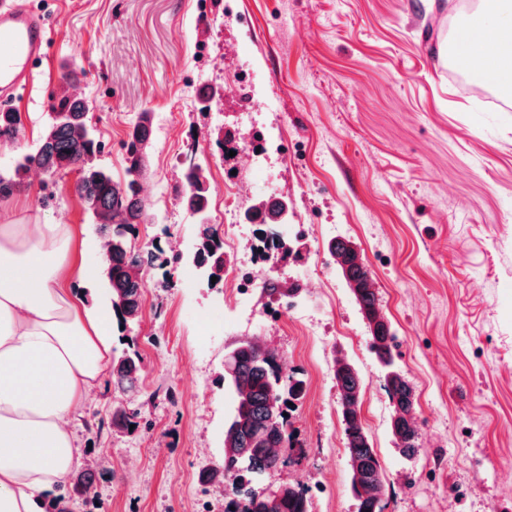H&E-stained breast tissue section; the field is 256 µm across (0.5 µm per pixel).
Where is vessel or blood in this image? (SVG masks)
<instances>
[{
	"label": "vessel or blood",
	"instance_id": "1",
	"mask_svg": "<svg viewBox=\"0 0 512 512\" xmlns=\"http://www.w3.org/2000/svg\"><path fill=\"white\" fill-rule=\"evenodd\" d=\"M48 41L42 14L13 0H0L1 107L9 106L17 95L30 92L36 65Z\"/></svg>",
	"mask_w": 512,
	"mask_h": 512
}]
</instances>
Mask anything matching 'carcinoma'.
I'll list each match as a JSON object with an SVG mask.
<instances>
[{
    "mask_svg": "<svg viewBox=\"0 0 512 512\" xmlns=\"http://www.w3.org/2000/svg\"><path fill=\"white\" fill-rule=\"evenodd\" d=\"M43 135L35 150L24 155L8 177L0 176V195H8L37 165L52 176L69 169H77L79 195L89 208L102 219L105 238L111 240L106 263L112 310L120 324L138 318L142 305L141 277L153 269L162 271L161 283L172 285V274L167 267L184 261L174 249L159 243L137 250L132 245L136 225L145 218L146 203L140 196L137 176L140 174L150 148V119L144 114L134 125L123 150L128 162L125 181H116L101 165L104 144L96 138L89 118V107L84 98L62 90L51 106ZM18 118L14 112H0V139H15ZM182 194L187 209L194 215L206 212L208 187L206 169L199 162L187 167ZM288 212V202L281 199L261 202L248 212V219L257 224H280ZM336 270L350 288L370 329V349L384 369L385 389L393 405L391 432L399 454L413 459L419 449L420 437L415 420V395L407 378L397 369L393 350L396 336L391 326L379 313L378 299L367 264L360 252L349 241L338 240L329 246ZM197 266L209 277L222 279L224 272V239L210 226L200 237L194 255ZM138 353L127 351L113 367L112 378L122 390L133 393L138 381ZM340 396V414L352 473V491L358 501V512H383L386 492L384 470L373 448L361 415L362 378L356 367L347 362L336 365L334 374ZM220 381L230 390L234 399L232 425L224 435V454L219 463L206 471L212 481L221 478L225 496L239 501L236 512H309L305 490L291 487L274 504L255 489L271 471L275 470L281 454L273 448L291 451L296 448L288 417L289 404L304 393V381L283 373L274 355L265 353L249 343L234 348L231 371L224 372ZM135 409L120 408L112 412V428L130 431L138 424ZM105 470L86 469L76 475L72 484L74 494L88 496Z\"/></svg>",
    "mask_w": 512,
    "mask_h": 512,
    "instance_id": "carcinoma-1",
    "label": "carcinoma"
}]
</instances>
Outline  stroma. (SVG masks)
I'll return each instance as SVG.
<instances>
[{
    "mask_svg": "<svg viewBox=\"0 0 512 512\" xmlns=\"http://www.w3.org/2000/svg\"><path fill=\"white\" fill-rule=\"evenodd\" d=\"M50 26L30 95L11 105L15 140L0 141V173L40 140L66 65L90 108L114 179L127 177L122 144L141 114L152 124L139 178L148 223L136 246L169 232L182 251L199 229L180 193L184 152L197 142L210 184L208 221L233 206L241 226L225 262L246 258L268 226L246 210L288 202V262L278 280L293 305L261 288L236 316L228 281L209 285L192 264L174 287L148 274L139 319L123 336L141 359L140 425L96 430L124 403L104 375L73 422L79 466L101 458L91 512H202L222 495L202 471L219 461L233 409L219 377L225 355L253 339L270 347L305 392L289 412L300 446L267 479L308 491L310 512H356L345 452L337 359L363 379L361 413L387 479L383 512H512V111L466 90L456 41L487 0H18ZM204 86L221 95L201 103ZM251 143L231 155L225 131ZM77 171L29 172L0 196V224H68L100 239ZM347 240L370 268L410 380L422 436L412 460L396 450L384 372L369 326L333 266Z\"/></svg>",
    "mask_w": 512,
    "mask_h": 512,
    "instance_id": "obj_1",
    "label": "stroma"
}]
</instances>
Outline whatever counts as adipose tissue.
Segmentation results:
<instances>
[{
    "label": "adipose tissue",
    "instance_id": "obj_1",
    "mask_svg": "<svg viewBox=\"0 0 512 512\" xmlns=\"http://www.w3.org/2000/svg\"><path fill=\"white\" fill-rule=\"evenodd\" d=\"M488 84H512V8L458 34ZM92 241L67 224H0V512H38L79 457L72 419L112 354V309L89 305Z\"/></svg>",
    "mask_w": 512,
    "mask_h": 512
}]
</instances>
